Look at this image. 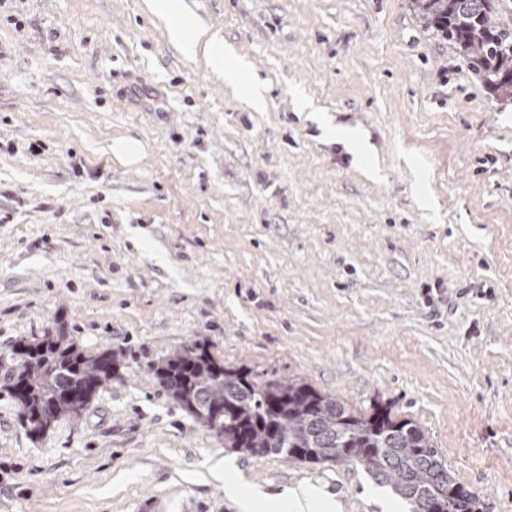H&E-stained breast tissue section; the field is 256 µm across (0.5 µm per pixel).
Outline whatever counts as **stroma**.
Instances as JSON below:
<instances>
[{
	"label": "stroma",
	"mask_w": 512,
	"mask_h": 512,
	"mask_svg": "<svg viewBox=\"0 0 512 512\" xmlns=\"http://www.w3.org/2000/svg\"><path fill=\"white\" fill-rule=\"evenodd\" d=\"M267 90L256 111L146 0L0 7V374L66 330L119 379L38 439L0 392V512H393L362 470L224 447L151 364L193 341L263 380L417 422L483 512H512V98L410 0H185ZM363 132L371 165L326 138ZM143 146L132 165L113 140ZM224 492L226 495L236 498L239 501L242 512H255L258 497L250 489H246L233 475L230 470L224 474ZM336 504L326 500L314 487H305L294 491L272 512H334Z\"/></svg>",
	"instance_id": "obj_1"
}]
</instances>
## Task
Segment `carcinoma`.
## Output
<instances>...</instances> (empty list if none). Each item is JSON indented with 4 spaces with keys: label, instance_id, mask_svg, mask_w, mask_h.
<instances>
[{
    "label": "carcinoma",
    "instance_id": "carcinoma-1",
    "mask_svg": "<svg viewBox=\"0 0 512 512\" xmlns=\"http://www.w3.org/2000/svg\"><path fill=\"white\" fill-rule=\"evenodd\" d=\"M427 28L456 46L469 69L489 88L512 97V29L493 23L495 0H411ZM14 367L0 379L33 438L61 418H78L120 361L110 349L88 355L64 331L8 345ZM153 380L181 410L213 431L211 411L224 414V447L250 455L275 454L321 465L360 466L376 484L429 512H479L474 494L457 482L424 430L378 404L350 409L299 378L259 380L245 368L214 359L193 341L153 364Z\"/></svg>",
    "mask_w": 512,
    "mask_h": 512
}]
</instances>
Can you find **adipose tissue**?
Masks as SVG:
<instances>
[{
  "label": "adipose tissue",
  "mask_w": 512,
  "mask_h": 512,
  "mask_svg": "<svg viewBox=\"0 0 512 512\" xmlns=\"http://www.w3.org/2000/svg\"><path fill=\"white\" fill-rule=\"evenodd\" d=\"M150 11L163 20L174 43L191 57H202L209 68L232 87L256 110H263L267 100L237 59L224 47L223 38L212 29L195 23L184 0H149Z\"/></svg>",
  "instance_id": "1"
}]
</instances>
